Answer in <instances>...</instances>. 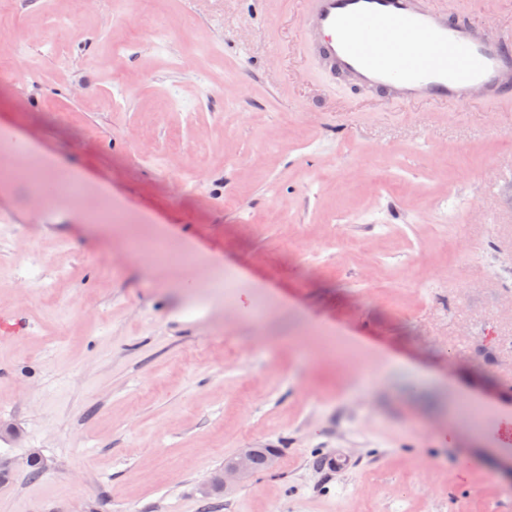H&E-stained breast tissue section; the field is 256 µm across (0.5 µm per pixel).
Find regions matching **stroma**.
<instances>
[{
	"mask_svg": "<svg viewBox=\"0 0 512 512\" xmlns=\"http://www.w3.org/2000/svg\"><path fill=\"white\" fill-rule=\"evenodd\" d=\"M299 28L297 0L0 5V139L34 156L13 179L0 152V315L25 324L0 512H512V434L454 401L512 415L487 272L512 116L371 101ZM58 178L79 196L30 194ZM242 448L277 462L203 493Z\"/></svg>",
	"mask_w": 512,
	"mask_h": 512,
	"instance_id": "obj_1",
	"label": "stroma"
}]
</instances>
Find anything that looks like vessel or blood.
<instances>
[{
	"mask_svg": "<svg viewBox=\"0 0 512 512\" xmlns=\"http://www.w3.org/2000/svg\"><path fill=\"white\" fill-rule=\"evenodd\" d=\"M317 66L389 105L512 106V32L480 36L433 0H299Z\"/></svg>",
	"mask_w": 512,
	"mask_h": 512,
	"instance_id": "b4317fda",
	"label": "vessel or blood"
}]
</instances>
